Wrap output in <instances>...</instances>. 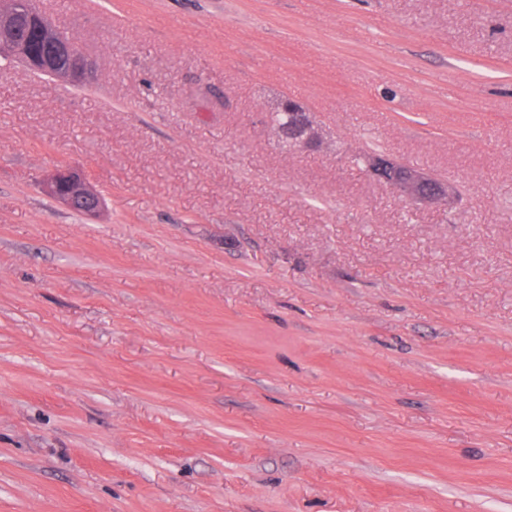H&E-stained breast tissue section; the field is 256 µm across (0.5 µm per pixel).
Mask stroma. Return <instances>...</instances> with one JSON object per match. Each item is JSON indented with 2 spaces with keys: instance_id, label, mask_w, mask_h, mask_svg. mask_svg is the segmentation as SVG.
I'll use <instances>...</instances> for the list:
<instances>
[{
  "instance_id": "obj_1",
  "label": "stroma",
  "mask_w": 512,
  "mask_h": 512,
  "mask_svg": "<svg viewBox=\"0 0 512 512\" xmlns=\"http://www.w3.org/2000/svg\"><path fill=\"white\" fill-rule=\"evenodd\" d=\"M41 10L98 75L0 58V512H512V0ZM288 112H295L293 113L295 116L294 125L292 127L293 132L290 136L291 144L297 150H304L311 147L319 139V132L312 124L308 113L294 103L288 104ZM288 112H282L278 106L271 114L275 125L285 130V137L279 142L291 147L288 141V129L290 130L291 125ZM280 128H278V132L282 136ZM375 153V152H372ZM368 153L362 157L368 171L393 187L406 202L416 204H450L454 190L430 173L394 160L385 154ZM44 186L60 203L87 215L95 214L103 202L101 195L90 186L84 174L68 164L47 173Z\"/></svg>"
}]
</instances>
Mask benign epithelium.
Returning a JSON list of instances; mask_svg holds the SVG:
<instances>
[{
	"label": "benign epithelium",
	"mask_w": 512,
	"mask_h": 512,
	"mask_svg": "<svg viewBox=\"0 0 512 512\" xmlns=\"http://www.w3.org/2000/svg\"><path fill=\"white\" fill-rule=\"evenodd\" d=\"M19 0H0V53L20 59L37 72L63 70L62 77L71 83H86L96 75L92 59L78 47H63L59 50H43L40 43L48 30L46 17L35 16L36 37L16 38L10 31V19ZM288 111L294 113L290 142L297 150L311 147L318 139L319 132L309 115L294 103L288 104ZM368 171L380 181L393 187L406 202L416 204L449 203L454 190L438 181L430 173L394 160L385 154L368 153L362 157ZM46 191L60 203L84 214L96 213L103 202L101 195L88 183L84 174L68 164L61 165L46 174Z\"/></svg>",
	"instance_id": "obj_1"
}]
</instances>
